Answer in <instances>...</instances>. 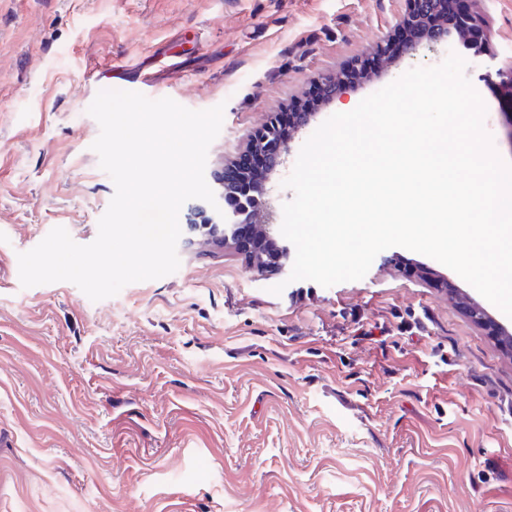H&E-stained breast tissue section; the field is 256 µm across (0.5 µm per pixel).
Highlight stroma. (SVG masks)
<instances>
[{
  "label": "stroma",
  "mask_w": 512,
  "mask_h": 512,
  "mask_svg": "<svg viewBox=\"0 0 512 512\" xmlns=\"http://www.w3.org/2000/svg\"><path fill=\"white\" fill-rule=\"evenodd\" d=\"M481 45L386 52L407 0H0V512H512V318L403 247L364 278L290 281L186 232L179 269L94 302L31 288L19 253L56 227L85 245L114 193L91 145L103 89L223 106L205 179L312 84L380 67L288 131L266 206L332 114L449 53L512 162V0H468ZM281 294H272L275 285Z\"/></svg>",
  "instance_id": "stroma-1"
}]
</instances>
